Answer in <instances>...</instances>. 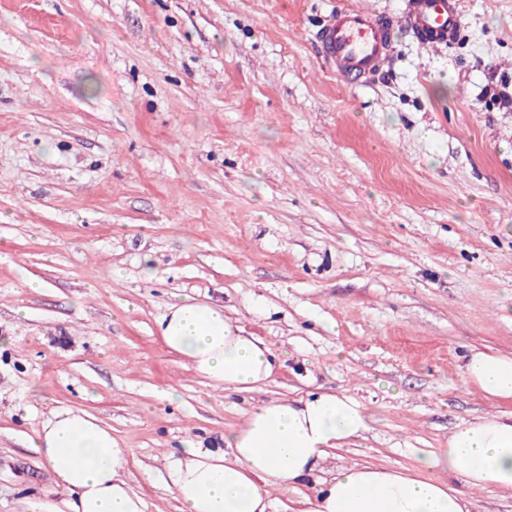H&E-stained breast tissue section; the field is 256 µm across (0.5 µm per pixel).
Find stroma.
Wrapping results in <instances>:
<instances>
[{
    "label": "stroma",
    "instance_id": "obj_1",
    "mask_svg": "<svg viewBox=\"0 0 512 512\" xmlns=\"http://www.w3.org/2000/svg\"><path fill=\"white\" fill-rule=\"evenodd\" d=\"M338 2L0 0V512L62 499L29 446L61 408L111 427L145 512H177L168 456L259 402L362 403L331 470L512 413L461 372L512 356V0H462L429 53L397 30L353 88L314 42ZM184 296L272 342L274 382L170 352Z\"/></svg>",
    "mask_w": 512,
    "mask_h": 512
}]
</instances>
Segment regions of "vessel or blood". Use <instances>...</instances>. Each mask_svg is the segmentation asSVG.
I'll list each match as a JSON object with an SVG mask.
<instances>
[{"mask_svg":"<svg viewBox=\"0 0 512 512\" xmlns=\"http://www.w3.org/2000/svg\"><path fill=\"white\" fill-rule=\"evenodd\" d=\"M461 0H405L397 15L355 5L336 8L315 34L322 60L346 85L370 80L389 64L396 29L430 48L453 44L461 28Z\"/></svg>","mask_w":512,"mask_h":512,"instance_id":"1","label":"vessel or blood"}]
</instances>
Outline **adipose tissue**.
Returning <instances> with one entry per match:
<instances>
[{"mask_svg":"<svg viewBox=\"0 0 512 512\" xmlns=\"http://www.w3.org/2000/svg\"><path fill=\"white\" fill-rule=\"evenodd\" d=\"M170 349L225 389L256 391L282 362L265 339L247 333L215 303L187 297L158 321ZM486 397L512 399V358L476 352L462 366ZM369 416L354 398L318 391L262 402L243 413L217 449L167 462L179 512H272L274 493L314 481L297 512H470L476 491L512 496V415L459 424L439 451L418 449L410 469L353 464L324 477L336 449L363 437ZM64 492L60 512H144L130 485L127 451L110 427L79 409L51 412L30 440ZM443 471L445 479L434 478Z\"/></svg>","mask_w":512,"mask_h":512,"instance_id":"obj_1","label":"adipose tissue"}]
</instances>
